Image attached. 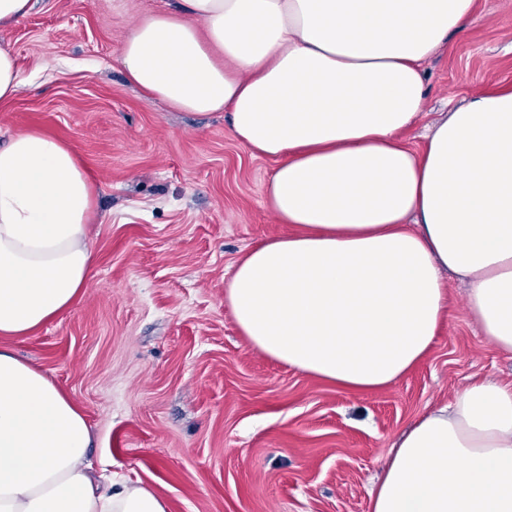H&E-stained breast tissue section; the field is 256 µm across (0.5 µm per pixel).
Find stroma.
Segmentation results:
<instances>
[{
    "label": "stroma",
    "instance_id": "1",
    "mask_svg": "<svg viewBox=\"0 0 512 512\" xmlns=\"http://www.w3.org/2000/svg\"><path fill=\"white\" fill-rule=\"evenodd\" d=\"M174 0H34L0 31L19 95L0 140L29 128L71 144L97 186L95 264L82 296L7 347L84 411L102 475L151 486L169 512H370L369 492L401 434L476 377L512 382L446 274L450 308L422 362L354 394L263 357L224 305L225 275L286 232L266 204L270 161L198 115L145 99L119 55L132 25ZM429 127L480 89L512 86V0H478L466 38L426 66Z\"/></svg>",
    "mask_w": 512,
    "mask_h": 512
}]
</instances>
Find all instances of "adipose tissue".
I'll return each instance as SVG.
<instances>
[{
  "label": "adipose tissue",
  "mask_w": 512,
  "mask_h": 512,
  "mask_svg": "<svg viewBox=\"0 0 512 512\" xmlns=\"http://www.w3.org/2000/svg\"><path fill=\"white\" fill-rule=\"evenodd\" d=\"M476 0H179L125 41L129 82L177 111L225 113L272 160L288 234L233 266L224 304L260 354L352 391L387 388L430 351L466 281L483 336L512 352V87L453 108L422 149L423 66L465 37ZM96 186L39 130L0 143V338L69 307L95 261ZM84 412L0 345V512H168L150 486L100 487ZM370 512H512V383L476 380L421 416Z\"/></svg>",
  "instance_id": "ef3b65f1"
}]
</instances>
